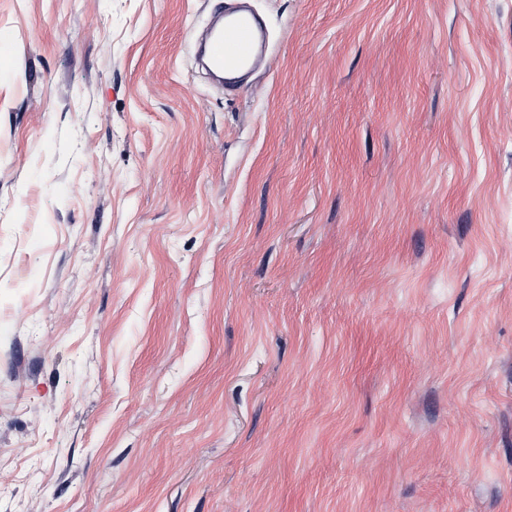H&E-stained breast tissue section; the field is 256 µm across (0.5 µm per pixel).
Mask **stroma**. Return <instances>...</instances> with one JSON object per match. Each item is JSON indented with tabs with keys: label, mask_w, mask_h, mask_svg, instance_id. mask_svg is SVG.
<instances>
[{
	"label": "stroma",
	"mask_w": 512,
	"mask_h": 512,
	"mask_svg": "<svg viewBox=\"0 0 512 512\" xmlns=\"http://www.w3.org/2000/svg\"><path fill=\"white\" fill-rule=\"evenodd\" d=\"M0 0V512H512V0ZM262 31L257 18L239 9L227 23L215 30L204 46L210 67L220 74L235 71L257 55Z\"/></svg>",
	"instance_id": "stroma-1"
}]
</instances>
